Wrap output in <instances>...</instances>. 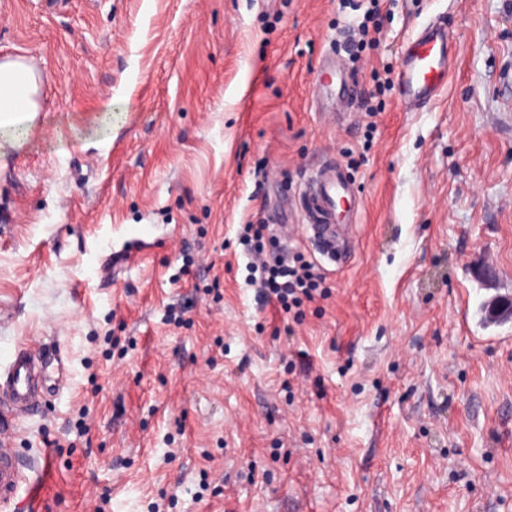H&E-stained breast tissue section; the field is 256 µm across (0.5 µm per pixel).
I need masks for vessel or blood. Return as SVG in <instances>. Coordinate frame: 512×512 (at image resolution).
Returning <instances> with one entry per match:
<instances>
[{"instance_id": "vessel-or-blood-1", "label": "vessel or blood", "mask_w": 512, "mask_h": 512, "mask_svg": "<svg viewBox=\"0 0 512 512\" xmlns=\"http://www.w3.org/2000/svg\"><path fill=\"white\" fill-rule=\"evenodd\" d=\"M454 65L453 46L448 38V22L435 18L409 36L401 47V61L396 83L400 100L411 111L430 108L448 91ZM335 71L321 69L317 77L319 94L342 107L351 103L354 92H335ZM351 181L335 162L321 166L308 179L299 201L306 209L308 229L319 252L329 258L346 257L338 233L342 207L350 203ZM50 363L37 351L17 349L11 360L0 369V404L14 414L28 415L39 408L47 391ZM27 473L20 468L10 435L0 436V512H9L26 482Z\"/></svg>"}]
</instances>
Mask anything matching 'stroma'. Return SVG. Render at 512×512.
<instances>
[{
  "instance_id": "obj_1",
  "label": "stroma",
  "mask_w": 512,
  "mask_h": 512,
  "mask_svg": "<svg viewBox=\"0 0 512 512\" xmlns=\"http://www.w3.org/2000/svg\"><path fill=\"white\" fill-rule=\"evenodd\" d=\"M358 2L0 0V60L42 80L0 158V367L64 366L5 423L47 463L27 512H512V321L485 317L512 297V0H383L354 60ZM437 15L453 81L410 112L373 74ZM330 54L375 117L315 111ZM329 160L359 203L340 265L298 206ZM250 222L328 297L264 302ZM380 0H370L371 6L364 14V20L359 27L361 38L359 48L372 47L379 42L382 31V15L380 13Z\"/></svg>"
}]
</instances>
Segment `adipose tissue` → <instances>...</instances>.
Returning <instances> with one entry per match:
<instances>
[{
    "label": "adipose tissue",
    "mask_w": 512,
    "mask_h": 512,
    "mask_svg": "<svg viewBox=\"0 0 512 512\" xmlns=\"http://www.w3.org/2000/svg\"><path fill=\"white\" fill-rule=\"evenodd\" d=\"M40 71L34 60L24 57L0 61V158L15 148L6 130L31 125L40 110Z\"/></svg>",
    "instance_id": "adipose-tissue-1"
}]
</instances>
